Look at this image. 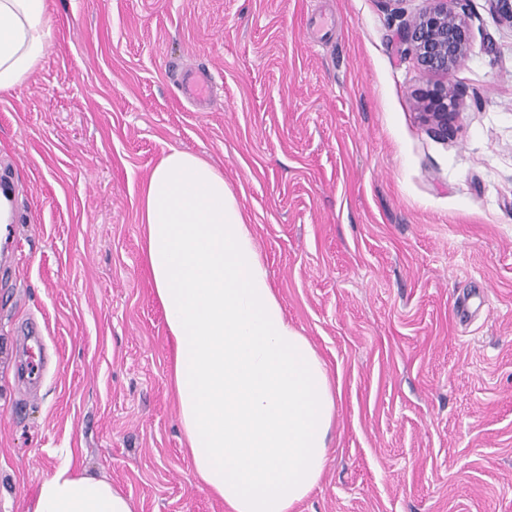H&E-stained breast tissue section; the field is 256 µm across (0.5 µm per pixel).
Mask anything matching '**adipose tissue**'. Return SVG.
<instances>
[{
    "label": "adipose tissue",
    "instance_id": "adipose-tissue-1",
    "mask_svg": "<svg viewBox=\"0 0 512 512\" xmlns=\"http://www.w3.org/2000/svg\"><path fill=\"white\" fill-rule=\"evenodd\" d=\"M50 49L47 0H0V94L19 90ZM140 223L197 480L228 512H291L329 462L336 394L322 360L288 323L215 166L171 149L142 187ZM73 460L65 451L30 512H135L131 496Z\"/></svg>",
    "mask_w": 512,
    "mask_h": 512
}]
</instances>
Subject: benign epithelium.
Segmentation results:
<instances>
[{"mask_svg": "<svg viewBox=\"0 0 512 512\" xmlns=\"http://www.w3.org/2000/svg\"><path fill=\"white\" fill-rule=\"evenodd\" d=\"M429 6L404 18L394 31L396 43L415 56L427 72L448 78L464 60L471 41L469 0H426ZM492 18L512 27V0H486ZM458 88L441 82L420 97L423 121L440 136L453 134Z\"/></svg>", "mask_w": 512, "mask_h": 512, "instance_id": "7a95c632", "label": "benign epithelium"}]
</instances>
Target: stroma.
<instances>
[{"instance_id": "obj_1", "label": "stroma", "mask_w": 512, "mask_h": 512, "mask_svg": "<svg viewBox=\"0 0 512 512\" xmlns=\"http://www.w3.org/2000/svg\"><path fill=\"white\" fill-rule=\"evenodd\" d=\"M52 48L0 94V512L76 449L136 512H226L201 488L141 250L170 149L224 174L289 322L340 392L292 512H512V28L471 0L454 135L379 0H48ZM209 73L205 107L181 93ZM43 380L17 376L22 331Z\"/></svg>"}]
</instances>
